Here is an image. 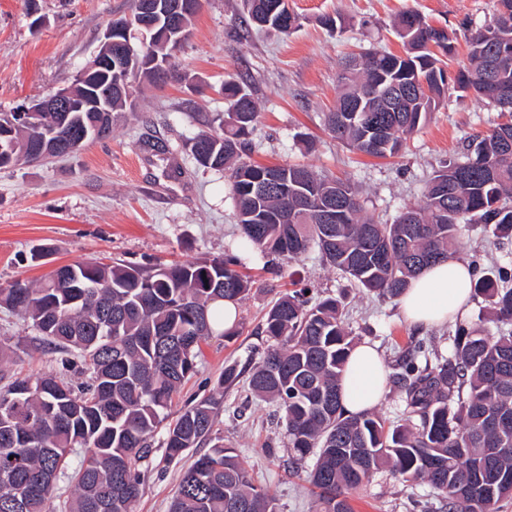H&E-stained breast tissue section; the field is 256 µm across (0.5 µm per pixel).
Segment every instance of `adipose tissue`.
<instances>
[{
  "label": "adipose tissue",
  "mask_w": 512,
  "mask_h": 512,
  "mask_svg": "<svg viewBox=\"0 0 512 512\" xmlns=\"http://www.w3.org/2000/svg\"><path fill=\"white\" fill-rule=\"evenodd\" d=\"M474 273L464 261L452 258L424 269L399 299L405 320L426 328L464 313L471 300ZM341 405L354 415L373 409L384 398L385 376L378 351L369 343L356 346L340 381Z\"/></svg>",
  "instance_id": "obj_1"
}]
</instances>
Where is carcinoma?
<instances>
[{
    "label": "carcinoma",
    "instance_id": "1",
    "mask_svg": "<svg viewBox=\"0 0 512 512\" xmlns=\"http://www.w3.org/2000/svg\"><path fill=\"white\" fill-rule=\"evenodd\" d=\"M269 0H243L247 20L269 26ZM504 17L465 35L469 65L448 84V56L436 28L414 11L403 13L396 33L404 53L369 51L342 62L343 92L326 114L328 131L357 151L394 155L448 89L485 72L512 85V0H495ZM139 0L130 17L112 21L115 38L133 40ZM194 15L177 31L166 18L133 44L128 72L86 68L79 96L112 95L120 112L141 76L158 88L184 79L174 38L185 41ZM227 112L218 129L188 138L204 168L224 172L241 230L239 249L296 260L312 251L321 261L368 292L400 297L425 266L454 257L467 246L463 228L481 224L496 238L512 237V119L468 143L463 160L439 165L422 199L391 223L363 214L350 184L298 165H263L245 146L258 116L247 82L224 81ZM112 133L101 112H11L0 116V169L41 163L38 137L56 131L55 149L76 153L83 134ZM334 224L320 223L328 208ZM242 258L227 254L155 266L83 262L56 268L39 284L16 281L0 289V305L31 321L43 343L74 356L85 380L74 384L53 373L9 379L0 386V512H46L58 481L74 483L67 512H134L143 493L142 462L166 411L195 373L201 342L224 327V301L251 290L240 272ZM490 332L468 319L448 335L415 339L397 356L388 383L401 410L391 420L375 411L344 413L339 379L356 342L343 317V302L328 297L311 304L306 289L274 302L262 333L270 344L251 364L248 386L278 403L295 460L317 455L308 474L319 489V512H352L349 497L386 468L405 483L425 484L439 512H503L512 501V264L482 272L474 285ZM243 371L230 365L219 393ZM216 396L188 406L166 428L171 459L205 445L181 475L170 512H276L268 490L254 484L240 456L214 442ZM82 450L81 464L70 455Z\"/></svg>",
    "mask_w": 512,
    "mask_h": 512
}]
</instances>
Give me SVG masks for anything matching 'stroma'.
<instances>
[{"label": "stroma", "mask_w": 512, "mask_h": 512, "mask_svg": "<svg viewBox=\"0 0 512 512\" xmlns=\"http://www.w3.org/2000/svg\"><path fill=\"white\" fill-rule=\"evenodd\" d=\"M240 3L204 0L178 53L186 81L161 89L140 81L134 108L115 113L108 137L64 158L0 170V288L96 259L148 266L224 256L240 238L230 186L223 174L196 164L185 138L217 125L226 110L227 77L246 79L259 106L252 160L303 164L346 179L365 214L380 222H392L404 206L419 202L439 162L460 157L473 134L501 120L497 107L451 92L398 154L382 158L338 142L324 126L339 96L345 55L402 53L394 30L398 13L418 11L456 33V54L448 63L453 71L466 61V29L491 21L494 0H288L299 21L286 35L244 22ZM128 12L129 0H0V114L71 85L107 25ZM326 15L336 19V28L322 25ZM464 237L467 247L458 258L477 270L512 262V239H488L476 224L465 227ZM39 245L50 247V255L31 260ZM243 272L253 287L238 304L237 336L216 332L203 342L196 372L174 397L169 418L216 392L226 365L242 368L260 356L263 317L292 285L343 297L358 340L375 343L384 362L417 334L396 301L351 286L317 254L279 264L258 254ZM61 369L59 353L40 344L31 324L0 306V373L37 376ZM273 410L240 383L225 391L214 434L267 487L277 512H317L307 471L295 467ZM199 454L194 448L171 460L154 442L136 512H169L182 472ZM428 492L379 473L351 495L350 504L354 512H425Z\"/></svg>", "instance_id": "stroma-1"}]
</instances>
